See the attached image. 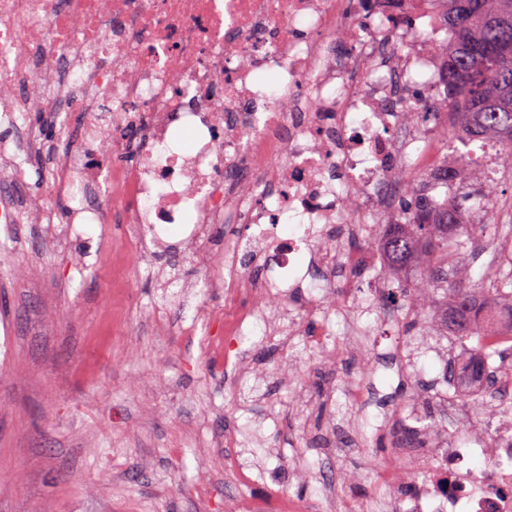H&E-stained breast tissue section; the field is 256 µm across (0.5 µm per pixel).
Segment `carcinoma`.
<instances>
[{
  "label": "carcinoma",
  "mask_w": 512,
  "mask_h": 512,
  "mask_svg": "<svg viewBox=\"0 0 512 512\" xmlns=\"http://www.w3.org/2000/svg\"><path fill=\"white\" fill-rule=\"evenodd\" d=\"M448 22L458 28L448 45V66L441 83L448 93L446 138L493 140L499 146L497 166L512 179V0H446ZM471 158L458 153L435 176L437 187L454 194L445 204L411 187L398 203V222L379 226L380 237L336 247L346 250L380 249L386 267L395 275L416 272L410 283L383 289L382 300L407 306L401 333L413 336L435 322L461 340L474 339L468 363L471 377L488 380L497 360L512 356V345H502L489 328L503 322L512 329V224H471L479 209L498 207V179L470 182ZM483 239L493 253L478 278L459 270L457 255ZM448 302L436 311L428 300L438 292ZM456 368L448 366L445 383L450 397L476 412L492 408L495 392L475 395L454 386Z\"/></svg>",
  "instance_id": "cac0c4a2"
}]
</instances>
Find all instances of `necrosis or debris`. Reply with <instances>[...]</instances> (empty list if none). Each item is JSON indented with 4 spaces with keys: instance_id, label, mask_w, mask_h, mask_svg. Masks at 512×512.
<instances>
[{
    "instance_id": "4bbe7bcc",
    "label": "necrosis or debris",
    "mask_w": 512,
    "mask_h": 512,
    "mask_svg": "<svg viewBox=\"0 0 512 512\" xmlns=\"http://www.w3.org/2000/svg\"><path fill=\"white\" fill-rule=\"evenodd\" d=\"M453 38L444 0H0V82L55 75L0 95V123L34 106L86 113L93 144L58 157L56 183L81 223L121 205L144 249L167 246L173 226L196 247L206 225H250L225 238L213 276L231 302L258 292L264 265L282 289L225 317L224 333L271 311L288 318L287 346L306 333L292 294L303 257L334 287L351 261L336 240L389 223L407 183L445 166L403 106L414 76L438 83ZM103 140L141 143L138 163L106 164ZM402 462L421 477L406 512H512V407Z\"/></svg>"
}]
</instances>
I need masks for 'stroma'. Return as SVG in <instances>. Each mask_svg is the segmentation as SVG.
Segmentation results:
<instances>
[{
    "label": "stroma",
    "instance_id": "1",
    "mask_svg": "<svg viewBox=\"0 0 512 512\" xmlns=\"http://www.w3.org/2000/svg\"><path fill=\"white\" fill-rule=\"evenodd\" d=\"M19 126L39 146L14 163L39 176L11 187L21 221L13 260L0 265V512H234L243 490L253 512H271L277 497L312 507L334 465L332 512L401 505L398 451L372 437L414 407L444 426L449 413L468 417L422 381L439 373V354L463 365L469 355L438 328L439 353L417 358L422 377L394 366L402 313L379 300L391 279L383 265L337 278L324 301L308 295L320 276L310 268L295 294L308 335L286 351L252 326L218 357L205 341L225 342L223 316L252 298L228 303L203 287L215 258L179 245L143 254L119 212L71 236L48 181L61 149L54 117L31 112ZM363 372L364 401L351 392ZM229 454L247 488L225 468Z\"/></svg>",
    "mask_w": 512,
    "mask_h": 512
}]
</instances>
